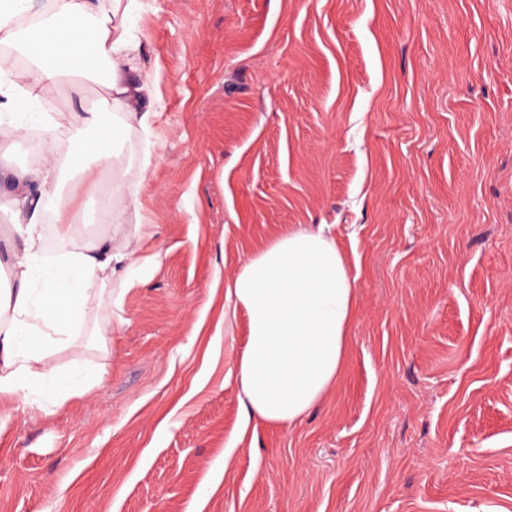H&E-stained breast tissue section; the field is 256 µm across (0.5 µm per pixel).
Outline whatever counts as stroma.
Here are the masks:
<instances>
[{"label": "stroma", "instance_id": "stroma-1", "mask_svg": "<svg viewBox=\"0 0 512 512\" xmlns=\"http://www.w3.org/2000/svg\"><path fill=\"white\" fill-rule=\"evenodd\" d=\"M132 33L153 133L117 134L76 236L49 197L42 224L129 236L140 281L48 357L87 393L0 402V512H512V0H137ZM36 162L0 124V193ZM321 224L343 373L292 429L244 423L218 303Z\"/></svg>", "mask_w": 512, "mask_h": 512}]
</instances>
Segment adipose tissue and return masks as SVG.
<instances>
[{"instance_id":"1","label":"adipose tissue","mask_w":512,"mask_h":512,"mask_svg":"<svg viewBox=\"0 0 512 512\" xmlns=\"http://www.w3.org/2000/svg\"><path fill=\"white\" fill-rule=\"evenodd\" d=\"M25 2L0 0V42L15 45L28 59L22 69L0 60V76L20 110L14 129H28L32 116L21 106L46 88L79 95L94 86L123 112L125 125L149 129L152 114L142 107L148 86L130 76L137 49L128 33L132 0H54L39 20L22 26ZM40 123L48 159L14 173L13 191L0 195V210L10 213L24 244L11 264L15 286L0 294V402L28 404L45 391L61 404L82 394L84 385L47 365L46 358L71 345L86 308L111 303L105 287L115 266H124L125 282L138 278L136 249L118 236L94 252L71 250L52 265L42 264L40 203L59 164L87 181L97 174L80 156L56 157L59 134L96 130L89 151L108 164L115 160L110 145L116 127L107 113L68 103ZM224 298L220 324L241 312L247 317V345L235 362L247 418L293 428L326 400L342 371L355 294L341 254L324 229L288 228L238 267Z\"/></svg>"}]
</instances>
